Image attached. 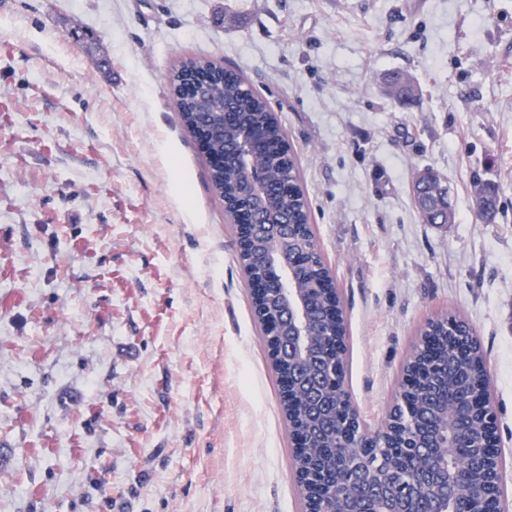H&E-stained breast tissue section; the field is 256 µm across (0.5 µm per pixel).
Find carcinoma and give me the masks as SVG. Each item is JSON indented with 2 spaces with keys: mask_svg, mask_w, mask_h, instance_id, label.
<instances>
[{
  "mask_svg": "<svg viewBox=\"0 0 512 512\" xmlns=\"http://www.w3.org/2000/svg\"><path fill=\"white\" fill-rule=\"evenodd\" d=\"M199 75L210 80V97L199 102L191 95L182 93L180 81L185 73ZM169 88L174 99L179 120L190 133H195L197 121L210 112L211 122L221 123L218 106L234 113L233 120L224 122V132L214 134L209 149L216 155L224 156V168L208 167V178L215 194L224 202L226 223L235 234L237 257L247 282L253 283L264 276V257L268 251L277 249L282 259L290 261L299 250L311 254L302 268L297 287L304 295L310 314L313 355L310 360L298 365L281 357L272 363L277 378L283 411L289 429H299L307 437L310 447L293 454L297 483L303 484L302 457L312 460L314 465L336 478L337 486L346 484L350 477L340 475L330 466V460L338 450H346L353 434V421L336 419V384L332 379V359L336 357L333 337L336 331L323 322L322 314L336 301V286L329 268L320 254L310 222V212L305 195L300 187V174L292 155L283 151L286 144L283 128L271 106L262 96L255 93L244 76L206 58H189L182 61L168 77ZM257 128L268 140L267 149L249 160V167L261 176V182L274 195V207L281 223L288 232L272 243L267 238L252 236L244 231L243 223L251 213L240 199L242 181L247 168L239 164L240 135L246 129ZM428 199L415 197L416 208L421 221L435 223L434 212L447 214L448 188L436 173L430 174ZM291 181L294 190L281 191L282 183ZM252 304L258 324L279 315L281 301L277 293L265 291L252 295ZM464 321L448 315L430 320L424 331H433L440 337V344L433 361L429 362L414 353L407 367L426 372L425 381L413 394V408L406 410L399 406L394 410L402 425V434L393 437L396 446H410L403 436L413 433L411 418L426 419L436 409L448 408V426L460 427L471 437L480 438L489 428L485 417L470 414L466 410L470 393L476 389L475 372L483 364V356L477 340L467 341L453 332L466 327ZM472 454L469 449L448 455V469L462 470L466 479L453 486L459 497H468L490 489V470L468 461Z\"/></svg>",
  "mask_w": 512,
  "mask_h": 512,
  "instance_id": "carcinoma-1",
  "label": "carcinoma"
}]
</instances>
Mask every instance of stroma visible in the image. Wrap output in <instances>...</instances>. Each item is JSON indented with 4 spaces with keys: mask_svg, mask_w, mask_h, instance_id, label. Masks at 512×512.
<instances>
[{
    "mask_svg": "<svg viewBox=\"0 0 512 512\" xmlns=\"http://www.w3.org/2000/svg\"><path fill=\"white\" fill-rule=\"evenodd\" d=\"M189 57L243 72L284 127L368 430L428 318L475 330L512 512V0H0V512H304L235 237L169 91ZM427 168L444 228L414 206ZM429 172L431 173L429 174L431 182L427 187L428 199L424 201L423 199H420L418 195L416 196L414 193L418 215L423 223L436 224V215H434L433 213L441 209L442 214L445 215V220L443 224H447V211L449 210L451 224L452 221L454 220V215L447 203L448 188L436 173L432 171Z\"/></svg>",
    "mask_w": 512,
    "mask_h": 512,
    "instance_id": "1",
    "label": "stroma"
}]
</instances>
